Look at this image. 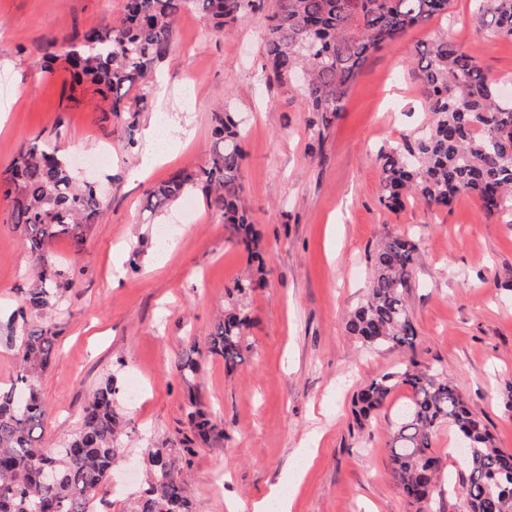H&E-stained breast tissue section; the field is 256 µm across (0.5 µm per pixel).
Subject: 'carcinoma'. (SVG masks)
<instances>
[{
    "label": "carcinoma",
    "mask_w": 512,
    "mask_h": 512,
    "mask_svg": "<svg viewBox=\"0 0 512 512\" xmlns=\"http://www.w3.org/2000/svg\"><path fill=\"white\" fill-rule=\"evenodd\" d=\"M451 0H279L268 17L262 71L277 82L308 72L301 85L309 111L332 116L344 101L367 58L434 16H446ZM254 0H126L112 26L75 30L64 40L71 78L95 86L119 118L142 111L152 66L172 50V32L184 11L196 9L205 33L226 32L243 21ZM477 32L512 40V0H486L477 12ZM415 75L431 120L422 133L378 154L380 202L394 209L411 197L425 208L450 206L473 195L487 219L512 209V99L499 95L476 59L454 43L437 39L415 47ZM209 162L182 170L147 191V210L161 213L199 187L231 235L256 264L236 282L238 294L263 287L266 271L253 222L242 206L243 131L225 112L215 114ZM8 200L7 221L27 241L34 276L21 305L14 333L19 339L16 380L0 388V512H95L123 449L117 440L125 424L115 408L116 387L108 380L93 394L81 426L60 448L42 445L45 403L39 379L54 354L50 325H36L71 288L48 243L64 236L80 254L89 224L104 205L90 185L77 183L64 156L40 137L29 139L0 174ZM416 244L385 235L378 244L366 298L350 314L347 332L367 348H412L417 336L406 302ZM248 317L229 307L205 346L224 359L226 370L243 361L242 336ZM411 397L390 434L388 460L398 487L416 512H432L440 479L432 438L446 425L470 449L453 490L460 512H512V453L499 448L489 423L467 405L447 373L414 359L399 370L369 381L355 414L367 419L381 411L394 390ZM188 431L176 448L148 451L146 481L126 512H196L188 495L185 468L194 444L217 429L199 408L187 414Z\"/></svg>",
    "instance_id": "carcinoma-1"
}]
</instances>
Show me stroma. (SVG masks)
<instances>
[{"instance_id":"35a3bbf8","label":"stroma","mask_w":512,"mask_h":512,"mask_svg":"<svg viewBox=\"0 0 512 512\" xmlns=\"http://www.w3.org/2000/svg\"><path fill=\"white\" fill-rule=\"evenodd\" d=\"M123 0H0V170L24 142L43 136L68 156L92 162L105 184L103 208L81 255L69 238L51 241L74 286L48 318L56 351L40 379L47 406L44 439L62 446L80 427L90 397L106 379L119 389L127 427L123 458L101 512H122L141 487L149 448L174 447L191 401L219 421L199 445L190 495L200 512H250L283 484L290 512H415L401 495L387 454L395 407L357 425L352 400L364 384L416 358L456 381L471 410L486 419L498 447L512 452V209L487 220L462 196L445 209L379 200L381 148L414 136L428 113L411 71L414 47L444 37L475 57L501 89H512V40L477 34L474 0H452L433 17L373 54L329 127L308 111L297 83L268 80L261 69L268 15L258 9L231 34L205 35L191 9L178 19L174 55L158 62L134 131L105 117L84 92L71 102L64 65L41 68V45L72 28L105 27ZM231 112L246 136L242 203L260 236L266 284L242 300L250 318L244 361L194 352L231 302L248 270L221 215L201 190L150 215L146 192L174 172L207 164L212 117ZM161 161L144 167V131L162 114ZM138 143L124 147L126 134ZM108 152L99 166L96 154ZM0 196V386L20 359L12 317L31 283L33 256L6 222ZM409 235L417 246L407 303L417 330L414 351L363 349L349 335V313L363 300L370 257L380 237ZM193 358L197 371L183 377ZM145 392L131 400L130 375Z\"/></svg>"}]
</instances>
